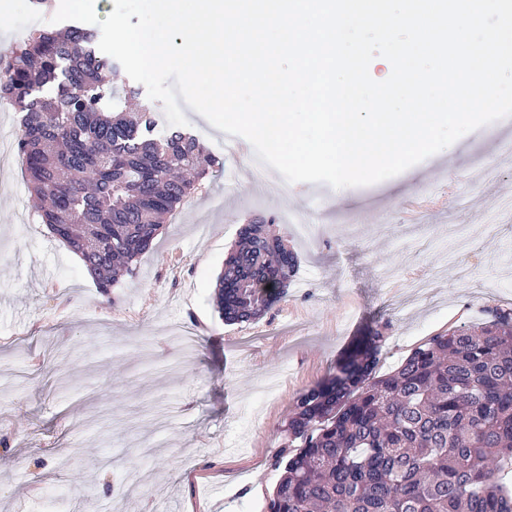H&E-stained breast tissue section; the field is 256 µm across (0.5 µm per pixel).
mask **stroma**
I'll use <instances>...</instances> for the list:
<instances>
[{"label":"stroma","mask_w":512,"mask_h":512,"mask_svg":"<svg viewBox=\"0 0 512 512\" xmlns=\"http://www.w3.org/2000/svg\"><path fill=\"white\" fill-rule=\"evenodd\" d=\"M217 161L132 275L102 293L33 206L0 107V512H268L297 394L378 327L377 374L432 336L512 304V154L482 126L385 181L258 187L238 137L192 109ZM300 211L314 241L283 223ZM272 222L296 276L259 319L228 324L217 280L243 225ZM428 276L418 294L408 279Z\"/></svg>","instance_id":"1"}]
</instances>
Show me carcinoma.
Returning a JSON list of instances; mask_svg holds the SVG:
<instances>
[{"mask_svg": "<svg viewBox=\"0 0 512 512\" xmlns=\"http://www.w3.org/2000/svg\"><path fill=\"white\" fill-rule=\"evenodd\" d=\"M118 63L83 24L46 27L8 54L0 102L21 114L18 153L42 223L82 258L97 288L150 247L214 160L192 134L155 131L151 106L126 111ZM297 257L246 224L218 278L224 321H253L295 277ZM483 327L432 337L375 376L371 327L288 418L300 445L269 512H512V308Z\"/></svg>", "mask_w": 512, "mask_h": 512, "instance_id": "obj_1", "label": "carcinoma"}]
</instances>
